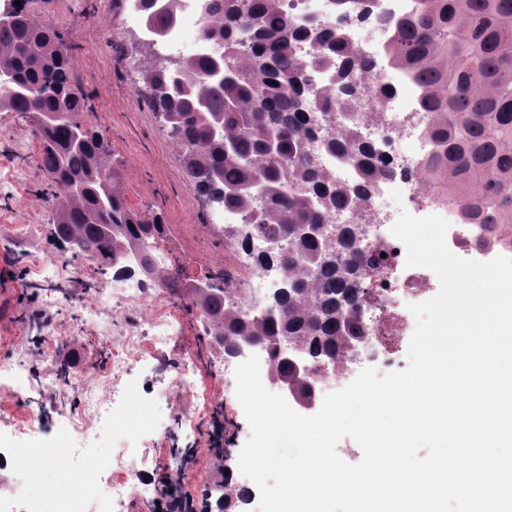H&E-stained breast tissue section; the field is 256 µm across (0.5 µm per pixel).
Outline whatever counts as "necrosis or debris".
I'll return each instance as SVG.
<instances>
[{
	"instance_id": "necrosis-or-debris-1",
	"label": "necrosis or debris",
	"mask_w": 512,
	"mask_h": 512,
	"mask_svg": "<svg viewBox=\"0 0 512 512\" xmlns=\"http://www.w3.org/2000/svg\"><path fill=\"white\" fill-rule=\"evenodd\" d=\"M205 2L176 0V20L162 37L156 38L157 49L186 57L205 53L208 46L198 35ZM372 7L368 19L353 23L348 30L357 57L371 67V79L361 89L353 110L359 115L358 128L364 143L374 148L376 158L388 165L391 173L369 190L361 207L332 210L329 222L339 228L361 225L362 252L381 250L387 261L369 285L363 312L368 333L359 343L357 355L311 366V375L322 388L350 380L369 364L387 368L404 365L408 352L407 305L416 298L434 297L436 290L417 268L407 266L406 248L391 232L401 213L446 219L450 224L447 245L460 258L512 253V246L504 244L501 236L484 225L461 219L458 207L442 203L439 192L425 189L420 165L435 146L421 106V89L412 74L393 67L386 53L390 35L387 21L411 16L418 0H373ZM74 273L84 278L94 298L77 315L80 328L104 337L116 332L121 335L120 341L108 347L105 370L84 387V421L89 424L102 412L123 404L132 369L151 358L154 349L175 341L178 331L170 310L159 302L144 326L123 325L121 313L144 302L147 280L140 274L118 276L103 283L87 268H75ZM139 454V449L121 448L108 456L99 477L33 486L20 509L11 493L0 487V512H121Z\"/></svg>"
}]
</instances>
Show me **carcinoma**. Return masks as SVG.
I'll return each instance as SVG.
<instances>
[{"label": "carcinoma", "instance_id": "carcinoma-1", "mask_svg": "<svg viewBox=\"0 0 512 512\" xmlns=\"http://www.w3.org/2000/svg\"><path fill=\"white\" fill-rule=\"evenodd\" d=\"M145 22L162 34L175 20L143 0ZM199 34L214 51L178 58V71L152 69L142 80L154 108L167 113V135L182 156L183 173L209 205L235 212L254 225L253 238L278 241L275 253L248 252L262 269L279 271L281 284L264 309L246 313L236 288L210 287L192 298L206 320L207 336L228 341L251 338L271 355L269 370L281 382H298L279 346L286 342L311 363L348 353L366 336L361 302L372 271L384 258L353 255L358 229L339 237L328 232L296 235L301 226L326 225L335 208L361 200L367 188L387 175L356 126L323 139L325 153L353 167L360 187L336 180L314 164V136L308 114L325 113L330 101L308 95L307 72L344 67L336 74L347 106L357 94L356 73L365 64L352 55L344 30L309 28L297 34L282 0H209ZM303 38L316 51L303 64L296 43ZM389 58L410 71L430 113L436 151L424 162L426 173L459 203L461 218L475 224H512V0H420L416 14L391 29ZM0 109L53 113L47 127L33 129L40 144L39 170L54 189L53 237L64 252L76 241L79 256L102 274H125L124 257L135 255V272L166 282L148 241L165 225L141 220L124 201L112 173L102 136L83 125L85 98L72 89L70 48L48 25L35 23L25 6L14 5L0 26ZM77 182L81 190L65 193ZM252 493L224 482V498L243 505Z\"/></svg>", "mask_w": 512, "mask_h": 512}]
</instances>
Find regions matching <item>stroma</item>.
Instances as JSON below:
<instances>
[{"mask_svg": "<svg viewBox=\"0 0 512 512\" xmlns=\"http://www.w3.org/2000/svg\"><path fill=\"white\" fill-rule=\"evenodd\" d=\"M26 9L69 45L74 89L88 101L81 120L102 135L128 208L146 221L161 218L165 231L154 247L164 269L180 284L179 290L167 294L179 316L178 339L154 352L149 365L131 375L135 388L125 410L131 443L144 454L136 478L140 492L127 499L124 512H151L155 478L175 470L186 449L193 452L182 468L186 491L195 497L211 491L212 512H256L257 503L225 500L208 450L215 408L223 410L225 447L241 451L250 427L241 404L225 395L214 373L224 355L208 343L184 290L199 280L223 285L225 274L248 266L250 259L225 243L223 224L214 221L213 210L182 173L181 156L142 80L143 62L154 52L142 29L130 22L124 0H26ZM39 154L28 117L0 110V181L17 168L30 174L13 194L0 196V362H19L28 375L24 381L0 382V437L11 442L0 459V483L18 502L32 484L91 473L108 449L124 441L105 421L87 430L75 427L74 419L83 410L82 388L35 386L63 365L73 376L93 381L107 349L102 337L75 328L73 313L87 300L82 280L61 281L62 300L55 306L34 286L31 265L62 256L51 234L55 212L42 194ZM25 290L33 291L34 303L19 302ZM181 369L188 371L190 384L177 382ZM29 410L34 413L32 435L13 436L15 420ZM61 445L79 449V456L61 465L51 460L36 469L26 465L34 449Z\"/></svg>", "mask_w": 512, "mask_h": 512, "instance_id": "1", "label": "stroma"}]
</instances>
